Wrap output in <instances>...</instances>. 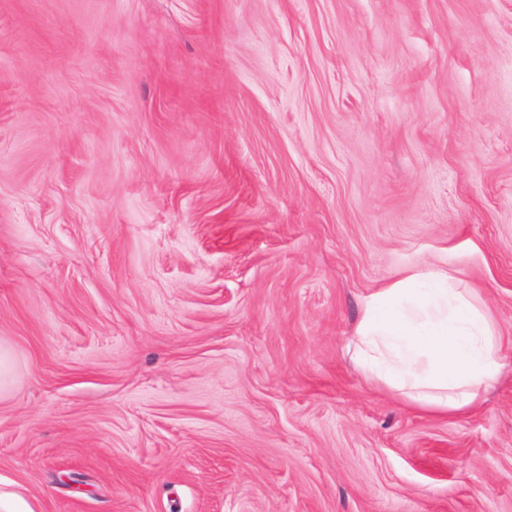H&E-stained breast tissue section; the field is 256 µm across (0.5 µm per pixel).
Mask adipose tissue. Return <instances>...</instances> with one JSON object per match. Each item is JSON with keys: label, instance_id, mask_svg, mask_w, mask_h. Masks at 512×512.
Masks as SVG:
<instances>
[{"label": "adipose tissue", "instance_id": "adipose-tissue-1", "mask_svg": "<svg viewBox=\"0 0 512 512\" xmlns=\"http://www.w3.org/2000/svg\"><path fill=\"white\" fill-rule=\"evenodd\" d=\"M356 338V360L368 378L445 413L475 408L502 368L489 311L440 270L372 293Z\"/></svg>", "mask_w": 512, "mask_h": 512}]
</instances>
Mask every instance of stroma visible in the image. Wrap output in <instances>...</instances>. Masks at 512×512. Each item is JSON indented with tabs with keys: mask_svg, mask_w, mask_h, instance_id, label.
I'll return each instance as SVG.
<instances>
[{
	"mask_svg": "<svg viewBox=\"0 0 512 512\" xmlns=\"http://www.w3.org/2000/svg\"><path fill=\"white\" fill-rule=\"evenodd\" d=\"M431 268L462 415L354 360ZM0 347L35 512H512V0H0ZM489 311L448 273L413 274L378 288L356 326V360L372 381L421 408L457 414L477 406L502 368Z\"/></svg>",
	"mask_w": 512,
	"mask_h": 512,
	"instance_id": "stroma-1",
	"label": "stroma"
}]
</instances>
